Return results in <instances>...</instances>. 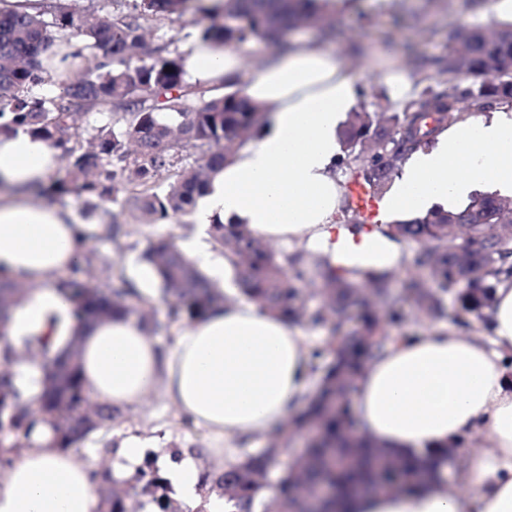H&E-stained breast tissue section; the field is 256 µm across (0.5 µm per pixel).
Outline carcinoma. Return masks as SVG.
<instances>
[{
	"label": "carcinoma",
	"mask_w": 512,
	"mask_h": 512,
	"mask_svg": "<svg viewBox=\"0 0 512 512\" xmlns=\"http://www.w3.org/2000/svg\"><path fill=\"white\" fill-rule=\"evenodd\" d=\"M132 6H127V2ZM98 21L89 24L71 0H28L20 12L0 0V137L24 130L62 148L63 175L46 191L75 193L102 208L99 223L114 242L128 234L107 205L123 193L137 224H158L189 214L212 177L233 157L232 147L259 134L264 112L244 94L242 83L202 88L189 80L186 57L176 35L133 59L144 45L146 23L161 26L189 12L190 0H95ZM222 12L210 14L201 39L224 49H241L252 40L288 50V31L318 29L333 35L328 12L331 0H223ZM72 39L88 42L89 54L68 60L64 46ZM424 86L389 111L386 90L374 91L383 111L350 112L341 132L339 169L349 181L379 195L389 189L409 154L424 145L437 128L464 118L472 109L512 103V20L464 32H448V56L434 62L412 57ZM52 74L59 92L32 94ZM95 114L105 122L89 123ZM201 150L195 165H182V153ZM168 175L160 188L157 176ZM338 220L361 229L349 193H344ZM383 236L398 244L418 245L403 264L407 288H391L393 267L374 259L361 268H346L329 254L304 248L280 254L257 238L245 224L211 225L214 247L235 267L236 291L261 310L288 322L330 326L326 354L331 361L316 393L291 421L304 431L317 427L301 457H288L273 440L223 475L211 479L202 503L211 494L224 498L230 512H306L303 492L328 484L334 497L326 512H348L352 494L363 486L410 490L434 478L454 457L429 454L406 458L375 448L352 432L351 382L362 367L382 357L395 341L390 328L402 321L404 304L412 302L430 321L445 316L444 298L456 304V322L491 307L500 277H512V199L477 193L458 211H429L408 221L388 224ZM481 242L476 251L459 252L461 235ZM141 260L160 283L166 321L139 313L148 301L122 275L112 274V261L85 252L56 289L72 305L74 325L50 363L25 378L13 370L15 341L4 326L21 299V284L0 278V468L19 445H30L36 430L50 434L52 445L78 448L102 429L112 415L97 410L88 427L90 397L81 378L78 344L85 328L116 315L138 316L156 335L173 323L191 324L229 301L223 289L188 261L165 236L149 242ZM317 300L314 308L308 301ZM22 345L47 358L52 336L27 337ZM321 351L317 355L325 354ZM281 476L272 494L265 482L270 468ZM140 495L158 512H178L166 480L153 470L149 478L131 477ZM105 471L98 485L103 512H127Z\"/></svg>",
	"instance_id": "obj_1"
}]
</instances>
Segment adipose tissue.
I'll list each match as a JSON object with an SVG mask.
<instances>
[{"mask_svg": "<svg viewBox=\"0 0 512 512\" xmlns=\"http://www.w3.org/2000/svg\"><path fill=\"white\" fill-rule=\"evenodd\" d=\"M193 80L213 85L252 72L245 96L266 123L237 151L198 197L188 219L200 231L215 221L248 225L267 242H298L326 253L359 234L337 228L341 178L339 132L357 109L359 89L341 52L294 39L277 58L246 63L236 51L191 39ZM61 166V151L25 131L0 137V270L33 285L6 329L13 340L61 336L69 303L56 274L104 228L71 212L34 204ZM512 196V106L448 124L413 152L381 203V223L431 210H458L472 193ZM450 330L400 336L356 378L352 411L361 433L378 447L405 455L449 446L463 458L458 480L410 492L360 497L349 512H512V279L501 280L489 311ZM312 346L298 328L239 302L182 327L160 348L133 319L100 321L81 340L84 385L98 405L123 411L162 391L178 414L207 432L201 456L220 476L235 463L237 440L269 434L292 419L308 398ZM199 456L168 462L167 475L190 512H224V502L199 495ZM92 457L33 444L0 470V512H96Z\"/></svg>", "mask_w": 512, "mask_h": 512, "instance_id": "1", "label": "adipose tissue"}]
</instances>
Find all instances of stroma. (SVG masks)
I'll use <instances>...</instances> for the list:
<instances>
[{"instance_id":"1","label":"stroma","mask_w":512,"mask_h":512,"mask_svg":"<svg viewBox=\"0 0 512 512\" xmlns=\"http://www.w3.org/2000/svg\"><path fill=\"white\" fill-rule=\"evenodd\" d=\"M353 7L333 0L337 37L335 48L352 57L354 46H362L365 57L355 73L365 91L361 107L372 112L377 108L370 95L371 87L384 86L385 76L407 70L406 54L436 61L448 54V32L472 26L489 25L493 19L486 9L462 10L460 0H353ZM156 235L170 237L175 244L193 241L198 228L187 218L160 224H133L129 234L118 242L98 240L91 248L111 255L114 273L130 276L141 264L140 254L147 240ZM137 436L149 447L142 463L144 471L155 468L158 459L178 448L203 445L200 431L178 418L162 392H155L136 408L122 413L108 434L112 442Z\"/></svg>"}]
</instances>
